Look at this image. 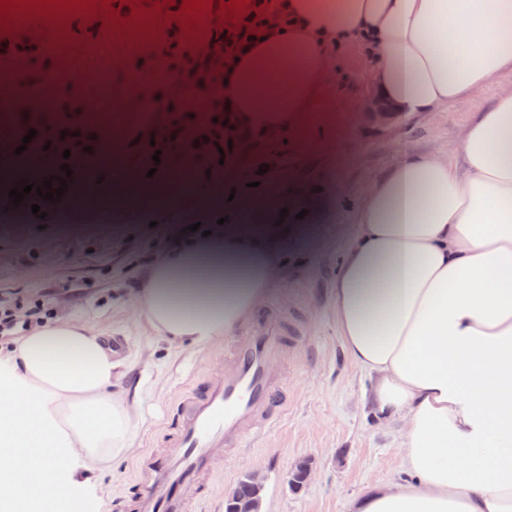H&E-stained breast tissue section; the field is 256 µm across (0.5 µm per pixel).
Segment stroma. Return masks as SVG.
<instances>
[{"mask_svg":"<svg viewBox=\"0 0 512 512\" xmlns=\"http://www.w3.org/2000/svg\"><path fill=\"white\" fill-rule=\"evenodd\" d=\"M67 27L45 18L18 19L0 26V77L25 79L50 69L51 81L78 80L97 93L122 82L129 89L127 111L150 106L153 136L138 123L115 127L121 157L138 177L147 174L152 156L178 167L179 149L187 140L223 147L236 159L241 180L236 195L258 181L261 165L283 174L280 191L306 200L304 218L285 216L272 227L274 245L283 250L279 281L262 306L287 314L291 340L279 368L288 385L290 406L280 425L265 436L246 439L243 447L219 459L218 478L208 485L200 512H224V497L249 472L265 476V512H347L350 503L378 486L404 482L400 464L401 427L379 422L365 395L371 380L352 364L336 324L333 289L347 244L356 232V207L368 187L403 153L438 155L464 171L459 150L463 127L495 97V88L459 105L399 118L390 130L362 126L356 119L364 70V47L345 51L348 81L329 86L308 114L314 147L297 148L282 135L250 128L244 146L226 147L224 125L217 122L212 88L224 81V59L196 54L217 29L212 11L196 13L201 35L189 39L170 16L160 15L162 35L118 36L105 27L99 11L81 14L70 8ZM63 42L58 55L39 44ZM120 51L125 66L105 68L99 60ZM51 116H70L72 131L40 133L36 146L45 147L39 169L16 167L12 181L42 185L59 172L71 144L82 147L78 164L60 202L45 218L31 212L41 204L36 192L17 207L0 211V307L14 321L37 323L45 318L82 322L107 335L125 359L127 372L116 382L140 414L141 424L131 452L104 470L77 471L75 479L89 512H119L121 493L134 479V462L162 438L177 418V396L192 380L218 374L224 365V342L209 347L170 348L136 318L135 296L140 269L152 259L161 240L176 241L193 222L188 210L173 200L154 206L145 197L130 200L113 193L123 177L99 163L100 123L75 114V106L50 92L20 98L12 116L14 127L40 124L41 109ZM309 458L311 482L289 488V466Z\"/></svg>","mask_w":512,"mask_h":512,"instance_id":"35a3bbf8","label":"stroma"}]
</instances>
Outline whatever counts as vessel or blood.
<instances>
[{
    "mask_svg": "<svg viewBox=\"0 0 512 512\" xmlns=\"http://www.w3.org/2000/svg\"><path fill=\"white\" fill-rule=\"evenodd\" d=\"M256 321L228 338L221 377L193 381L180 396L165 448L139 459L121 512H192L224 450L283 420L288 392L275 364L289 337L278 318L261 313Z\"/></svg>",
    "mask_w": 512,
    "mask_h": 512,
    "instance_id": "obj_1",
    "label": "vessel or blood"
}]
</instances>
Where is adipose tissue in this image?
I'll list each match as a JSON object with an SVG mask.
<instances>
[{"label":"adipose tissue","mask_w":512,"mask_h":512,"mask_svg":"<svg viewBox=\"0 0 512 512\" xmlns=\"http://www.w3.org/2000/svg\"><path fill=\"white\" fill-rule=\"evenodd\" d=\"M262 38L225 41V111L305 143L304 121L347 45L397 111L452 106L512 67V0H280ZM458 174L407 154L365 193L336 276V324L370 397L399 422L408 481L353 512H512V85L466 126ZM270 189L219 234L163 244L140 275L139 318L174 346L205 349L277 284ZM104 338L60 319L0 350V512H74L71 472L101 470L139 423Z\"/></svg>","instance_id":"1"}]
</instances>
